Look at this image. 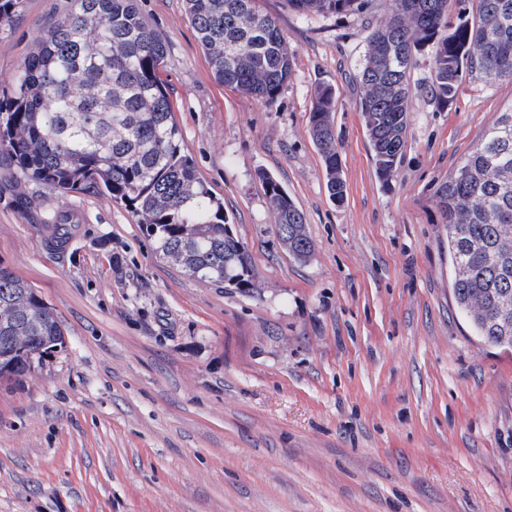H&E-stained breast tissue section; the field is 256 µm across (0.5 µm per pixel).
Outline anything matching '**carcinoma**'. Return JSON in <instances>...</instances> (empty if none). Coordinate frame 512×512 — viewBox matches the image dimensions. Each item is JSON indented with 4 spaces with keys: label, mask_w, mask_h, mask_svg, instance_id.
<instances>
[{
    "label": "carcinoma",
    "mask_w": 512,
    "mask_h": 512,
    "mask_svg": "<svg viewBox=\"0 0 512 512\" xmlns=\"http://www.w3.org/2000/svg\"><path fill=\"white\" fill-rule=\"evenodd\" d=\"M37 39L11 94L0 99V152L23 181L62 192L94 190L132 209L154 250L200 281L253 291L258 279L243 242L224 232V203L185 153L160 71L165 43L136 0H73ZM308 16L343 15L366 0H287ZM475 14L451 17L448 0H397L394 15L368 35L359 72V112L375 171L391 179L406 140L411 70L431 49L427 92L449 105L466 79L512 80V0H473ZM22 0H0V27ZM214 78L272 103L293 72V52L257 0H185ZM336 91L319 87L308 117L329 196L346 184L333 129ZM288 254L307 259L312 241L302 210L272 176H262ZM448 224L452 295L474 333L512 348V110L500 113L437 192ZM66 339L37 292L0 266V383H17Z\"/></svg>",
    "instance_id": "cac0c4a2"
}]
</instances>
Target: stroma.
<instances>
[{"label": "stroma", "instance_id": "stroma-1", "mask_svg": "<svg viewBox=\"0 0 512 512\" xmlns=\"http://www.w3.org/2000/svg\"><path fill=\"white\" fill-rule=\"evenodd\" d=\"M294 51L273 104L218 83L184 0H136L166 44L184 148L252 258L244 293L155 255L125 203L16 185L0 154V265L37 290L65 348L0 385V512H512V349L474 336L451 293L436 190L512 81L443 105L412 72L405 147L380 180L358 111L367 36L396 9L303 16L260 0ZM71 0H24L0 28V95ZM337 95L346 196L332 200L308 115ZM302 209L290 257L261 173ZM72 226L49 245L50 221Z\"/></svg>", "mask_w": 512, "mask_h": 512}]
</instances>
